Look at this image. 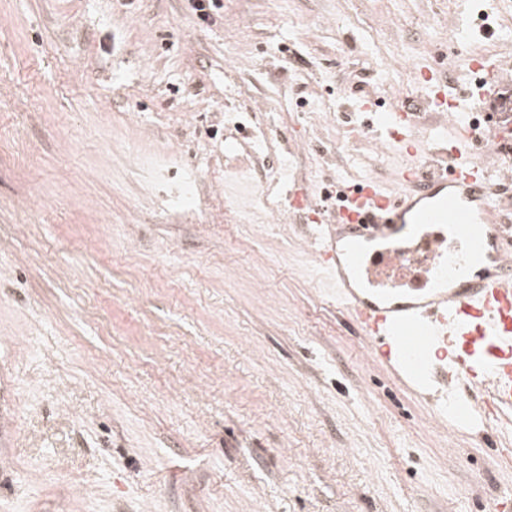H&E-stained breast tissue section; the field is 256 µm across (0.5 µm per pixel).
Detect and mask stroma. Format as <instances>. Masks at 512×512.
<instances>
[{
  "mask_svg": "<svg viewBox=\"0 0 512 512\" xmlns=\"http://www.w3.org/2000/svg\"><path fill=\"white\" fill-rule=\"evenodd\" d=\"M219 3L0 0V512H488L512 442L374 363L287 211L394 191L357 88L394 108L434 60L466 88L458 43L512 58V0ZM242 162L252 224L210 176Z\"/></svg>",
  "mask_w": 512,
  "mask_h": 512,
  "instance_id": "1",
  "label": "stroma"
}]
</instances>
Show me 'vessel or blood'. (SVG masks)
<instances>
[{
    "mask_svg": "<svg viewBox=\"0 0 512 512\" xmlns=\"http://www.w3.org/2000/svg\"><path fill=\"white\" fill-rule=\"evenodd\" d=\"M479 73L450 94L442 70L423 66V96L378 118L377 131L406 149L399 193L377 183L344 188L343 206L303 189L292 208L312 214L320 265L373 348V360L419 392L439 414L450 408L512 413V225L498 217L495 188L512 185V76L500 59L459 52ZM482 112L420 152L422 110ZM503 159L489 169L481 154Z\"/></svg>",
    "mask_w": 512,
    "mask_h": 512,
    "instance_id": "vessel-or-blood-1",
    "label": "vessel or blood"
}]
</instances>
